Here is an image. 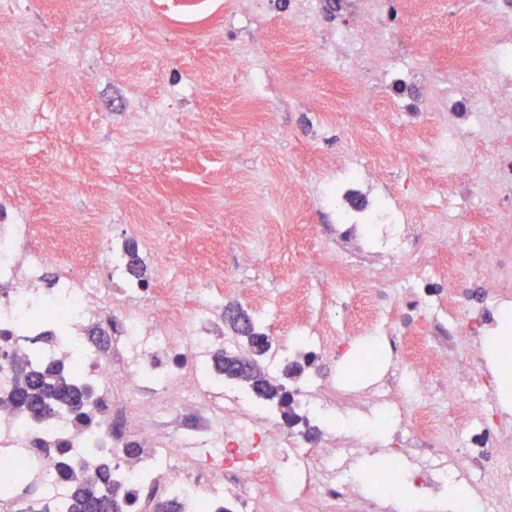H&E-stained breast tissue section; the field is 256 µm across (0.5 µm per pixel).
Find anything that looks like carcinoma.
<instances>
[{
	"instance_id": "cac0c4a2",
	"label": "carcinoma",
	"mask_w": 512,
	"mask_h": 512,
	"mask_svg": "<svg viewBox=\"0 0 512 512\" xmlns=\"http://www.w3.org/2000/svg\"><path fill=\"white\" fill-rule=\"evenodd\" d=\"M232 328L247 342L256 357L264 355L270 347L267 336L254 327L244 313L231 316ZM216 368L229 377L248 381L256 394L266 400H281L282 386L272 382L250 360L227 356L220 352L215 356ZM5 398L21 413L39 421L53 415L59 409H67L85 424L90 423L87 413L91 391L65 374L57 363L25 364L19 367L14 386L4 393ZM117 489L112 487L106 472H101L99 487L93 488L84 482L72 485L69 497L61 504L45 507L47 512H105L117 510Z\"/></svg>"
}]
</instances>
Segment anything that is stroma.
Returning <instances> with one entry per match:
<instances>
[{"instance_id": "35a3bbf8", "label": "stroma", "mask_w": 512, "mask_h": 512, "mask_svg": "<svg viewBox=\"0 0 512 512\" xmlns=\"http://www.w3.org/2000/svg\"><path fill=\"white\" fill-rule=\"evenodd\" d=\"M293 3L213 0L200 14L196 0H27L18 48L0 45V110L23 105L18 91L35 80L41 94L24 105L45 122L0 151V174L23 177L14 205L38 230L76 216L104 225L106 237L120 243L128 242L130 224H180L184 235L158 250L174 266H190L200 287L209 283L204 261L211 258L249 287L276 288L290 265L305 263L311 252L305 225L330 233L339 220L315 176L319 166L339 160L348 136L336 116L344 84L322 53L336 12L329 0H315L317 24L295 32L288 28ZM445 22L431 8L421 17H397L389 30L441 74L490 51L489 26L478 15L450 38H430V29ZM62 36L76 43L91 37L101 49L74 72L56 59ZM231 56L237 66L225 67ZM250 84L256 93L243 98ZM157 110L168 116L172 149L151 170L129 165L101 177L95 150L120 141L130 113ZM272 129L289 133L275 153L264 148ZM228 139L240 140L242 150L225 155ZM259 165L277 193L298 205L268 211L275 238L256 252L240 227L250 221L249 175ZM228 185L238 196L215 217L222 239L198 234Z\"/></svg>"}]
</instances>
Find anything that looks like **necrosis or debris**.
Returning a JSON list of instances; mask_svg holds the SVG:
<instances>
[{
    "label": "necrosis or debris",
    "mask_w": 512,
    "mask_h": 512,
    "mask_svg": "<svg viewBox=\"0 0 512 512\" xmlns=\"http://www.w3.org/2000/svg\"><path fill=\"white\" fill-rule=\"evenodd\" d=\"M357 4L329 37L330 63L351 91L344 110L356 111L370 71L379 110L403 123L442 121L429 141L409 136L374 154L363 128H351L332 188L345 221L329 236L307 227L314 256L326 260V288L297 291L299 317L263 362L275 376L300 365L287 403L250 401L214 368L217 351L238 350L212 326L222 264L210 265V287H182L157 250L164 226L129 225L151 280L171 286L158 303L132 282L103 225L62 224L38 240L26 212L7 208L11 183L0 178V394L37 349L93 391L88 427L63 410L35 422L0 403V472L15 474L0 490V512H40L41 501L67 498L62 458L72 480L93 482L110 467L124 489L122 512H158L163 498L180 512H359L342 453L378 443L337 431L334 419L371 410L388 418L392 463L419 457L415 480L433 489V508L464 478L494 512H512V416L495 400L476 346L495 314L512 310V16L488 9L497 39L452 73L468 84L460 91L399 50L381 27L383 0ZM421 154L435 185L403 188L393 211L381 177L397 158ZM422 236L432 250L419 249ZM337 285L352 295L367 289L358 328L402 345L398 367L373 387L315 367L349 337L332 302ZM32 483L41 500L28 498Z\"/></svg>",
    "instance_id": "4bbe7bcc"
}]
</instances>
